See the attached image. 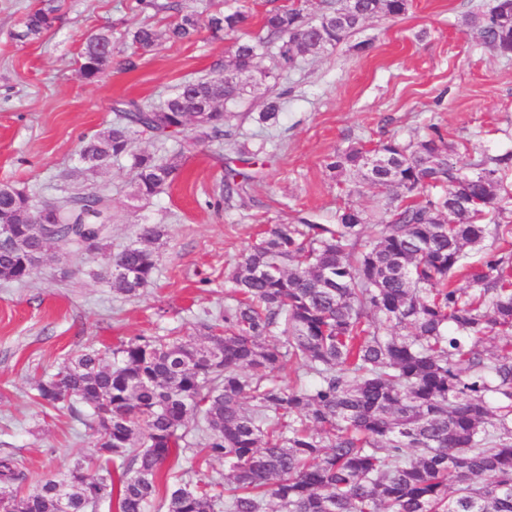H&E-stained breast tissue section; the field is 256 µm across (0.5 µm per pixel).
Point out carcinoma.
I'll list each match as a JSON object with an SVG mask.
<instances>
[{"label":"carcinoma","mask_w":512,"mask_h":512,"mask_svg":"<svg viewBox=\"0 0 512 512\" xmlns=\"http://www.w3.org/2000/svg\"><path fill=\"white\" fill-rule=\"evenodd\" d=\"M409 0H320L313 17L295 5L247 29L242 8L208 16L212 33L236 36L217 75L179 86L158 109L137 100L115 103L112 124L83 137L80 156L99 163L131 153L148 133L180 140L181 150L232 137L229 121L259 90L256 63L278 45L274 80L307 55L335 47L371 17H397ZM52 0L25 14L20 40L39 38L55 20ZM482 42L503 54L512 12L496 8L472 18ZM201 23L185 13L166 30L131 33L134 57L165 40L193 39ZM112 31L86 39L81 73L98 80L112 62ZM280 98L266 100L256 121L278 126ZM455 147L436 127L414 142L390 138L373 149L350 147L327 167L385 193L370 216L355 206L335 222L273 224L228 273L234 302L194 336H136L116 348L90 349L36 384L37 399L82 417L101 431L96 460L29 481L14 457H0V501L15 512H58L57 486L67 484L69 512H93L112 497L119 477L120 512H512V219L501 202L509 156L483 158L465 174ZM371 155L385 164L369 165ZM183 154L133 155V196L149 201L178 177ZM251 177L225 170L220 200L247 194ZM39 204L0 185V226L28 250L0 243V280L23 283L54 245L95 250L109 261L112 287L135 297L157 271L149 245L166 234L142 224L136 243L106 251L112 196L104 188L53 205L50 235L31 224ZM506 244L473 267L467 247L488 236ZM465 274L469 287L456 286ZM498 342L486 346V340ZM306 383L285 385V376ZM201 419L203 462L224 461L228 474L185 481L164 474L189 449V422Z\"/></svg>","instance_id":"obj_1"}]
</instances>
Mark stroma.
<instances>
[{"instance_id":"35a3bbf8","label":"stroma","mask_w":512,"mask_h":512,"mask_svg":"<svg viewBox=\"0 0 512 512\" xmlns=\"http://www.w3.org/2000/svg\"><path fill=\"white\" fill-rule=\"evenodd\" d=\"M180 10L208 13L241 7L254 20L294 0H177ZM494 0H410L405 15L367 20L335 48L284 71L275 90L283 110L277 128L254 119L262 96L246 100L231 119L238 142L265 143L263 164L249 167L244 202L216 206L235 153L220 141L188 154L180 176L149 202L130 199V160L91 172L79 158L82 137L112 121V106L136 99L160 107L176 86L214 75L232 38L201 29L192 40L162 43L125 70L126 31L165 30L178 12L140 10L136 0H54L56 20L35 41L19 40L24 15L40 0H0V184L58 203L93 187L112 196L109 252L133 244L142 224L165 225L154 246L155 278L136 297L116 292L100 255L69 257L59 272L49 248L30 280L0 281V456L18 459L31 478L95 455L100 433L82 420L43 409L33 385L65 359L90 347L115 346L134 336L194 334L206 312L230 302L224 274L271 224L307 217L331 223L338 207L378 209L383 195L334 176L327 156L350 146L374 148L394 137L407 142L438 126L456 147L458 166L481 156L512 153V57L483 44L471 14ZM111 27L112 63L97 82L79 71L84 40ZM372 44L370 53L358 46ZM205 434L191 426V450L166 468L184 480L197 472L223 479L225 465L200 464L194 448Z\"/></svg>"}]
</instances>
